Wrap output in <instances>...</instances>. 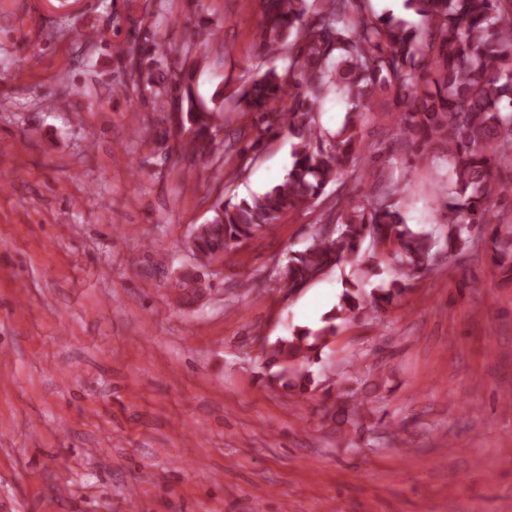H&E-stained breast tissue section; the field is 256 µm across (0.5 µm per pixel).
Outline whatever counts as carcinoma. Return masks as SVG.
<instances>
[{
    "instance_id": "1",
    "label": "carcinoma",
    "mask_w": 512,
    "mask_h": 512,
    "mask_svg": "<svg viewBox=\"0 0 512 512\" xmlns=\"http://www.w3.org/2000/svg\"><path fill=\"white\" fill-rule=\"evenodd\" d=\"M405 7L427 26L415 30L392 15H378L369 0H320L316 10L307 0H267L258 30L260 56L285 55L288 72L257 63L254 77L228 107L197 106L183 72L154 90L156 97L173 100L178 123L193 130L190 139L178 142L179 162L210 154L231 112L247 120L235 134L253 137L251 148L285 125L296 139L282 182L248 198L227 199L199 226L195 251L202 264L274 229L283 216L318 206L328 185L367 148L360 121L372 112L392 115L395 144L407 165L442 158L451 168L443 237L406 223L400 211L405 188L388 184L358 198L336 194L328 210L332 235L315 230L309 245L281 266L283 281L303 288L374 236L397 263L391 279L370 290L366 285L380 276L377 265L358 268L325 325L294 329L264 345L277 368L271 379L286 390H309L310 366L336 335V321L385 310L409 290L416 273L441 265L438 253L451 263L473 250L474 240L487 237L492 262L512 281V216L493 212L497 205L512 211V0H405ZM331 91L344 99L349 114L334 134L316 119ZM336 400L344 417L360 426L364 401L357 389H345Z\"/></svg>"
}]
</instances>
